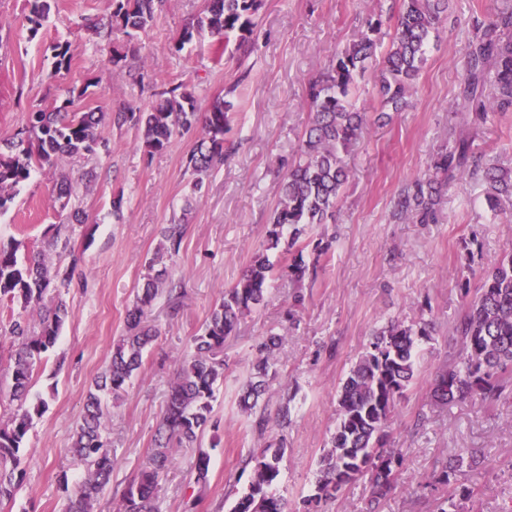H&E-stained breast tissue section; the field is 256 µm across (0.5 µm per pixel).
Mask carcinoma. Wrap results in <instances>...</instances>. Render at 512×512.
<instances>
[{
  "mask_svg": "<svg viewBox=\"0 0 512 512\" xmlns=\"http://www.w3.org/2000/svg\"><path fill=\"white\" fill-rule=\"evenodd\" d=\"M163 0H112L111 21L126 31H141L151 26ZM450 0H401L394 22V33L384 54L377 81V93L384 111L377 120L402 111L416 86L424 63L425 45L431 32L448 16ZM260 0H205L196 21L188 24L176 40L180 51L194 33L208 30L218 45L239 37L238 47L249 43L254 33V16ZM49 0H32L27 16L31 36H36L49 17ZM384 24L383 15L367 22L366 29L343 52L336 55L330 70L309 83L306 99L312 119L304 131L297 152L282 182L279 199L267 231L268 248H277L284 229H290L288 249H297L293 263L279 274L300 281L308 268H317L330 244L308 240V229L324 224L338 208L349 179L342 154L363 136L369 124L367 113L359 111L353 95L358 78L363 76L376 52L373 35ZM481 35L465 48L467 78L464 98L474 104L477 120L487 122L495 112H512V6L496 12L479 24ZM54 73L69 65V48L61 43L50 46ZM86 88L74 87L51 112L34 109L28 123L4 141L8 153L0 152V213L8 209L19 187L37 168H54L74 156L94 155L100 146L96 127L100 117L94 112L69 110L72 97H81ZM234 103L214 99L201 109L195 89L172 85L159 92L150 109L119 112L115 119L138 127L148 152L167 148L174 135L199 122L203 139L186 159V169L200 184L203 176L224 163V134L228 130ZM474 165L470 141L457 137L434 160L435 176L416 180L402 201L401 209L421 223L434 219L437 206L447 190L448 180L462 175ZM487 183L485 202L497 213L505 202L512 203V167L489 163L484 168ZM76 190L63 179L56 184V200L66 208ZM184 228L169 224L163 228V241L157 255L148 263L147 281L136 292L126 314V332L112 345L106 368L90 387L72 441V453L85 467L84 476L69 484L67 476L59 482L67 492L66 512H93L94 504L112 475V448L107 427L109 398L118 397L143 362L146 347L158 335L148 324L153 302L162 292L176 297L177 285L166 282V270H154L164 257L180 251ZM312 248L313 264L306 265L303 252ZM20 243L0 242V302L22 309L8 329L10 340L11 390L15 409L0 422V503L12 499L21 482L25 445L33 418L46 407L41 399L27 405L37 363L56 344L68 310L66 303L49 294L51 276L45 254L30 252L18 256ZM275 266L258 252L251 257L241 278L211 310L203 332L192 337L191 352L177 359L170 383L164 415L153 439V448L138 479L128 484L119 512H157L155 490L159 479L172 463L174 445L197 448L193 467L194 484L209 480L210 455L203 447L205 430L211 421L212 402L224 381V342L236 334L241 320L265 301ZM168 288H163V285ZM461 350L451 367H442L435 378L434 402L441 406L480 397L500 396V373L512 367V247L488 263L476 298L468 304L455 327ZM426 322L406 325L391 321L380 328L359 360L351 367L337 389V422L327 446L323 448L315 472L313 494L304 500L309 506L336 498L346 486L367 476L373 498L380 502L396 489L403 455L387 447L388 429L397 404L416 374L415 352L419 340L430 336ZM276 338L270 337L251 361L239 406L253 413L265 391V378L276 365ZM286 448L279 444L259 448L249 454L251 478L232 512H288V501L277 493L281 463ZM481 464L476 454L461 452L448 461L440 482L450 476L473 472Z\"/></svg>",
  "mask_w": 512,
  "mask_h": 512,
  "instance_id": "cac0c4a2",
  "label": "carcinoma"
}]
</instances>
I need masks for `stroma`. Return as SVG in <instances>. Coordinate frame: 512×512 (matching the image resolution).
Returning <instances> with one entry per match:
<instances>
[{"instance_id":"35a3bbf8","label":"stroma","mask_w":512,"mask_h":512,"mask_svg":"<svg viewBox=\"0 0 512 512\" xmlns=\"http://www.w3.org/2000/svg\"><path fill=\"white\" fill-rule=\"evenodd\" d=\"M507 0H451L448 19L432 32L426 61L404 111L370 124L343 160L350 172L336 214L321 231L334 236L332 253L315 279L276 277L266 300L224 345V384L216 393L217 429L207 431L210 484L194 486L196 448H177L158 489L159 512H230L250 480L244 464L250 449L284 439L279 493L301 507L312 490L320 454L336 427V389L388 321L432 323L431 338L416 349V379L401 399L389 428L390 447L404 454L399 486L380 512H437L448 493L433 479L437 462L459 450L483 455L481 469L458 476L477 484L461 512H512V372L495 400L436 405L431 391L439 367L456 358L454 332L471 293L481 285L482 265L512 245V215L493 214L480 174L450 180L432 224L406 220L399 202L414 179L432 175L436 153L458 135L471 141L480 162L512 164V112L469 120L463 99L464 50L476 36L474 18L505 7ZM399 0H263L255 15V44L238 49L230 38L221 65L215 39L201 33L175 50L182 28L204 0H166L151 27L127 36L88 30L84 19H109L111 0H55L44 26L30 34L29 0H0V141L26 124L33 108L53 110L72 87H86L73 110L95 111L105 150L35 170L0 214V241L45 250L51 270L75 272L61 296L68 318L55 348L37 366L29 403L47 399L28 434L25 474L13 501L0 512H66L61 473L82 476L71 453L72 435L95 378L107 365L112 344L125 332V316L166 224L184 226L177 257L166 261L181 293L159 295L149 319L159 330L143 365L113 402L108 428L112 479L93 512H117L128 484L147 460L175 360L200 333L226 288L241 277L262 248L275 208L284 164L294 155L311 120L306 87L325 72L368 19L397 12ZM69 45L70 65L54 72L50 45ZM125 53V66L109 62ZM189 84L201 105L236 87L235 110L224 136L223 165L193 188L187 154L203 136L201 125L182 131L160 152L148 153L132 123L114 113L147 109L160 85ZM78 187L72 201L79 219L62 214L53 199L60 177ZM122 197L121 211L112 201ZM58 248H51V241ZM303 295L295 305V295ZM278 335L277 375L265 396L268 414L289 403L287 427L257 429L238 401L249 362L269 335Z\"/></svg>"}]
</instances>
